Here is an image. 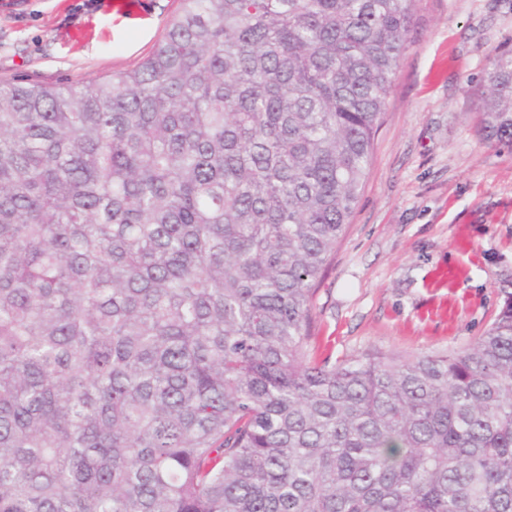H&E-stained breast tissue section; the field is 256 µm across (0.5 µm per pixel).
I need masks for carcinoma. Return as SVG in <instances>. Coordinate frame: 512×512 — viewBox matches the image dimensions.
I'll use <instances>...</instances> for the list:
<instances>
[{
  "instance_id": "1",
  "label": "carcinoma",
  "mask_w": 512,
  "mask_h": 512,
  "mask_svg": "<svg viewBox=\"0 0 512 512\" xmlns=\"http://www.w3.org/2000/svg\"><path fill=\"white\" fill-rule=\"evenodd\" d=\"M416 0H183L0 85V512H512V293L460 353L309 354ZM512 151V49L481 91Z\"/></svg>"
}]
</instances>
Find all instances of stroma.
<instances>
[{"mask_svg": "<svg viewBox=\"0 0 512 512\" xmlns=\"http://www.w3.org/2000/svg\"><path fill=\"white\" fill-rule=\"evenodd\" d=\"M182 0H0V84L85 85L139 66ZM512 0H417L346 235L312 301L320 353L468 347L512 291V152L483 141L481 82Z\"/></svg>", "mask_w": 512, "mask_h": 512, "instance_id": "obj_1", "label": "stroma"}]
</instances>
